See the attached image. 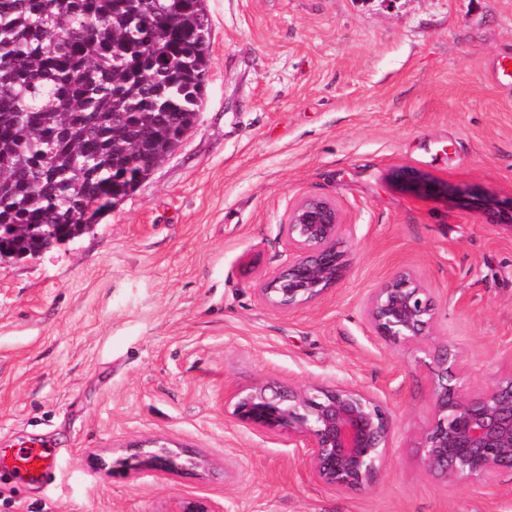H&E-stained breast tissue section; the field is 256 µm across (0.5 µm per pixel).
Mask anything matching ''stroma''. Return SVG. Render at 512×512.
I'll return each instance as SVG.
<instances>
[{"mask_svg":"<svg viewBox=\"0 0 512 512\" xmlns=\"http://www.w3.org/2000/svg\"><path fill=\"white\" fill-rule=\"evenodd\" d=\"M212 66L197 125L94 229L0 261V458L47 442L46 485L0 473V512H512V473L451 484L421 466L431 353L473 387L512 370V228L455 206L512 200V0H206ZM410 167L448 197L394 186ZM335 201L351 267L315 301L265 305L301 198ZM399 270L435 336H374L366 305ZM340 380L388 405L385 465L338 490L287 433L234 415L259 382ZM161 440L183 473L122 472ZM113 472L100 471V463Z\"/></svg>","mask_w":512,"mask_h":512,"instance_id":"35a3bbf8","label":"stroma"}]
</instances>
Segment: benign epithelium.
Here are the masks:
<instances>
[{
	"label": "benign epithelium",
	"instance_id": "benign-epithelium-1",
	"mask_svg": "<svg viewBox=\"0 0 512 512\" xmlns=\"http://www.w3.org/2000/svg\"><path fill=\"white\" fill-rule=\"evenodd\" d=\"M402 188L438 196L443 188L426 174L408 168L391 172ZM456 204L480 211L493 224L512 229V202L461 194ZM282 232L288 260L273 272L259 295L265 304L294 309L317 299L345 277L350 259L341 249L343 224L336 203L304 197L288 211ZM374 335L389 342L419 343L435 333L437 312L429 289L410 272L394 273L367 301ZM456 360L450 345L433 354L436 380L430 396V419L420 441V462L431 474L452 483H483L501 471H512V372L492 384L470 389L448 370ZM235 416L269 433L286 431L302 459L323 483L336 489L359 486L386 462L395 431L391 411L375 396L344 382L285 391L261 382L238 395ZM125 465L146 467L165 476L182 473V453L156 441L132 445Z\"/></svg>",
	"mask_w": 512,
	"mask_h": 512
}]
</instances>
